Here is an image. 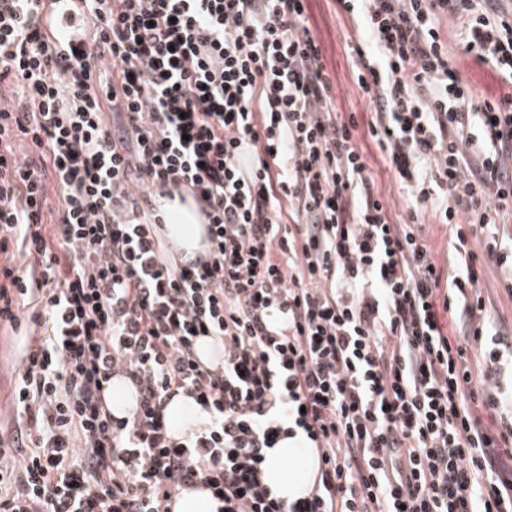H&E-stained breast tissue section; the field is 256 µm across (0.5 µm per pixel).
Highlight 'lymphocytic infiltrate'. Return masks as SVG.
Instances as JSON below:
<instances>
[{"instance_id":"1","label":"lymphocytic infiltrate","mask_w":512,"mask_h":512,"mask_svg":"<svg viewBox=\"0 0 512 512\" xmlns=\"http://www.w3.org/2000/svg\"><path fill=\"white\" fill-rule=\"evenodd\" d=\"M39 2L0 0V328L19 356L0 512H171L197 485L218 512H512V341L480 287L506 258L477 236L512 217V0H338L366 31L364 126L336 114L305 0H84L95 32L67 55ZM450 17L495 97L449 58ZM362 127L408 190L403 223ZM182 190L209 249L176 264L152 198ZM118 374L128 419L103 403ZM179 392L207 420L176 442ZM287 438L317 470L292 501L262 482ZM423 229L428 238V243L437 252L438 261L444 264L446 252H448V228L439 224L438 218L431 212L425 214L422 219ZM197 357L202 364L217 365L223 361V352L214 337H201L197 345Z\"/></svg>"}]
</instances>
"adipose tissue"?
Wrapping results in <instances>:
<instances>
[{
    "instance_id": "1",
    "label": "adipose tissue",
    "mask_w": 512,
    "mask_h": 512,
    "mask_svg": "<svg viewBox=\"0 0 512 512\" xmlns=\"http://www.w3.org/2000/svg\"><path fill=\"white\" fill-rule=\"evenodd\" d=\"M157 211L164 219L162 235L173 249L174 256L189 261L207 254V230L203 217L193 200L161 198ZM171 437L182 440L186 434L202 427L205 411L193 398L176 394L164 409ZM314 458L310 449L298 439L281 440L278 447L268 449L263 467V482L274 495L293 500L303 496L311 485Z\"/></svg>"
}]
</instances>
